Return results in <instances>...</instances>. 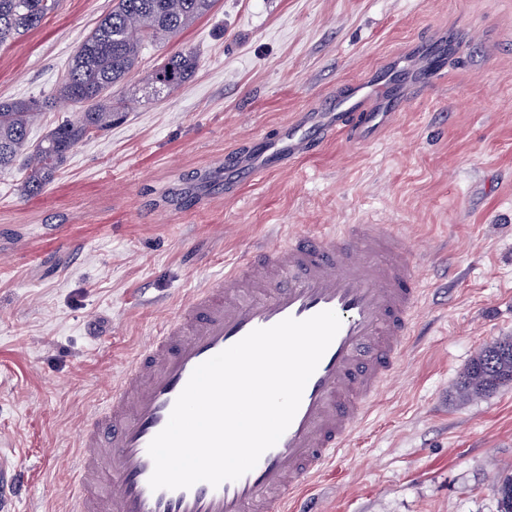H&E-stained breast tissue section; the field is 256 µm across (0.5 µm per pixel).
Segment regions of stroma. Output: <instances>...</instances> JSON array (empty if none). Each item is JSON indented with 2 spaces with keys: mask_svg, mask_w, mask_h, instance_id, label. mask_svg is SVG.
<instances>
[{
  "mask_svg": "<svg viewBox=\"0 0 512 512\" xmlns=\"http://www.w3.org/2000/svg\"><path fill=\"white\" fill-rule=\"evenodd\" d=\"M112 0H60L0 50V98L54 90ZM448 47L446 79L368 142L330 137L225 194L224 156L340 86ZM191 80L78 143L44 192L0 173V450L31 484L15 512H68L76 428L106 383L204 280L291 226L394 224L431 256L420 343L301 512H498L512 475V387L456 397L486 343L512 337V0H217L149 44L113 98L170 52Z\"/></svg>",
  "mask_w": 512,
  "mask_h": 512,
  "instance_id": "1",
  "label": "stroma"
}]
</instances>
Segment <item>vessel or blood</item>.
<instances>
[{"mask_svg": "<svg viewBox=\"0 0 512 512\" xmlns=\"http://www.w3.org/2000/svg\"><path fill=\"white\" fill-rule=\"evenodd\" d=\"M417 53L427 59L419 86L434 85L448 69L444 50L421 42ZM403 103L394 72H379L321 111L303 113L281 137L254 139L243 173L258 180L350 125L356 139L372 138ZM421 264L412 238L392 224L296 229L196 289L113 376L104 405L83 419L70 512H292V499L348 445L407 359L426 293ZM326 310L339 316L340 329L290 426L256 466L216 487L151 489L148 446L194 369L255 329ZM29 482L26 470L0 457V512H14Z\"/></svg>", "mask_w": 512, "mask_h": 512, "instance_id": "vessel-or-blood-1", "label": "vessel or blood"}]
</instances>
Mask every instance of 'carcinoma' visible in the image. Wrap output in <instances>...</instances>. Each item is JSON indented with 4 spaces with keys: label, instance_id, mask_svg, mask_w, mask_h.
<instances>
[{
    "label": "carcinoma",
    "instance_id": "1",
    "mask_svg": "<svg viewBox=\"0 0 512 512\" xmlns=\"http://www.w3.org/2000/svg\"><path fill=\"white\" fill-rule=\"evenodd\" d=\"M214 0H113L112 9L84 38L66 75L51 93L28 99L0 100V173L21 165L22 192L42 194L69 152L91 134L112 127L115 113L129 103H112V88L137 67L146 44L170 41L208 14ZM60 0H0V48L39 29ZM198 65L190 48L171 52L145 78L144 99L151 101L180 90ZM64 97L82 111L64 119L37 144L28 142L31 126ZM512 385V338L484 345L456 383L460 397L495 392ZM500 512H512V476L498 486Z\"/></svg>",
    "mask_w": 512,
    "mask_h": 512
}]
</instances>
